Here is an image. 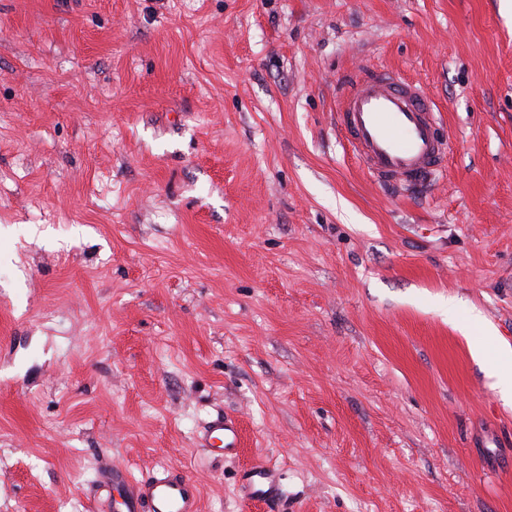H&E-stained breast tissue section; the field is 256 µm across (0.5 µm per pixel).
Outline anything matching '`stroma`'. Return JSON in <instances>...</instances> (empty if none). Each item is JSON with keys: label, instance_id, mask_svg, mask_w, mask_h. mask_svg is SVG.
I'll use <instances>...</instances> for the list:
<instances>
[{"label": "stroma", "instance_id": "1", "mask_svg": "<svg viewBox=\"0 0 512 512\" xmlns=\"http://www.w3.org/2000/svg\"><path fill=\"white\" fill-rule=\"evenodd\" d=\"M361 65L439 112L422 191L336 126ZM499 344L512 0H0V512H116L113 463L201 512H512ZM197 441L199 447L216 458L237 455L242 447V437L234 419L221 414L205 422ZM240 492L243 498L253 500H270L277 494L272 471L263 466L244 470L240 477Z\"/></svg>", "mask_w": 512, "mask_h": 512}]
</instances>
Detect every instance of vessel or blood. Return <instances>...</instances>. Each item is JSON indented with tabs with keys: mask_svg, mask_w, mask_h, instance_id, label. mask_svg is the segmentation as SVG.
I'll use <instances>...</instances> for the list:
<instances>
[{
	"mask_svg": "<svg viewBox=\"0 0 512 512\" xmlns=\"http://www.w3.org/2000/svg\"><path fill=\"white\" fill-rule=\"evenodd\" d=\"M337 122L360 165L382 186L408 190L429 180L448 153L433 106L420 85L378 67L344 75L337 84ZM197 441L212 456L238 454L242 437L234 419L218 415L205 422ZM102 483L123 490L122 512H200L195 480L176 466L135 480L125 468H103ZM243 498L270 500L277 494L272 471L244 470Z\"/></svg>",
	"mask_w": 512,
	"mask_h": 512,
	"instance_id": "1",
	"label": "vessel or blood"
}]
</instances>
